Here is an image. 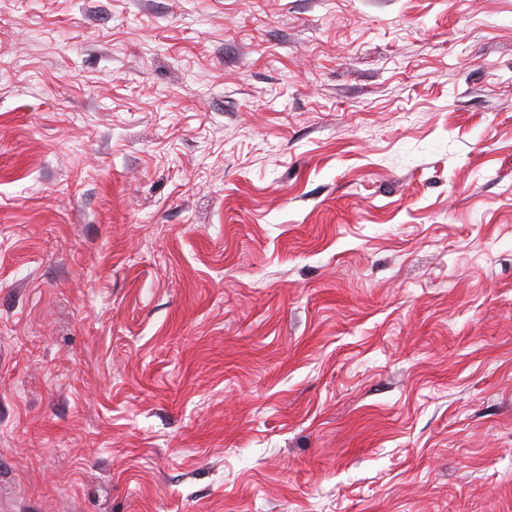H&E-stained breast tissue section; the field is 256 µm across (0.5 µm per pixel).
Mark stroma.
Wrapping results in <instances>:
<instances>
[{
	"instance_id": "35a3bbf8",
	"label": "stroma",
	"mask_w": 512,
	"mask_h": 512,
	"mask_svg": "<svg viewBox=\"0 0 512 512\" xmlns=\"http://www.w3.org/2000/svg\"><path fill=\"white\" fill-rule=\"evenodd\" d=\"M0 512H512V0H0Z\"/></svg>"
}]
</instances>
